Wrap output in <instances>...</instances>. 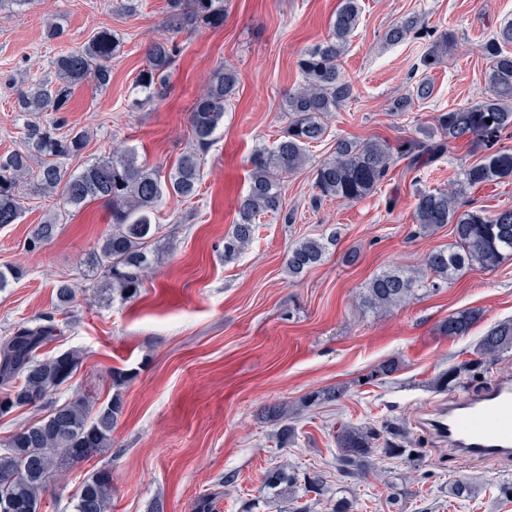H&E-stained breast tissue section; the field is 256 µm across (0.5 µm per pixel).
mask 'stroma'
<instances>
[{"mask_svg": "<svg viewBox=\"0 0 512 512\" xmlns=\"http://www.w3.org/2000/svg\"><path fill=\"white\" fill-rule=\"evenodd\" d=\"M363 12L341 68L354 93L329 114L322 142L309 160L281 180L282 208L261 218L258 233L234 261L224 259V238L246 195L249 157L272 145L287 124L281 104L301 76L299 53L321 40L337 0H228L224 24L171 34L167 0H143L138 14L117 13L116 0H36L0 15V154L20 149L25 119L14 112L15 87L47 75L52 61L81 47L96 31H112L123 42L113 58L105 89L77 87L67 126L86 131L83 153L71 168L110 154L113 145L135 148L140 160L169 170L189 149L188 113L195 96L219 67H230L239 84L224 125L204 157L197 199L167 196L156 218L162 226L161 253L139 296L121 302L101 294L83 263L108 228V206L100 200L69 209L55 238L31 253L24 243L34 224L57 208L56 196L25 191L17 223L0 227V267L23 275L0 292V339L24 323L55 313L60 336L49 353L75 349L84 361L48 402L0 418V440L48 414L52 403L75 393L103 403L113 394V368L133 370L122 389L124 410L112 445L73 463L43 492L40 512H70L69 502L97 470L112 478V512H195L197 498L218 493L216 512H246L267 495L266 471L285 463L322 475L323 496L310 512H330L342 497L354 512H512L499 484L512 481V460L492 463L460 459L423 426L425 415L458 395L482 388L492 378L512 375V351L483 362L445 392L430 383L450 365L471 359L480 338L512 319V257L495 269L461 272L439 289L419 291L390 310L362 309L365 284L380 271L416 268L430 251L450 246L451 228L418 233L412 219L415 188L404 166L360 201L314 204L315 168L339 137L379 136L390 143L421 138L436 113L485 96L487 61L483 43L512 20V0H363ZM422 17L426 35L387 45L385 31L405 16ZM451 29L455 50L439 67L423 70L432 30ZM174 36L180 54L158 97L143 108L128 107L149 44ZM430 99L412 112L392 115V101L420 80ZM480 146H460L431 166L423 188L458 181L462 162H474ZM335 233L336 245L323 262L290 281L285 261L300 238ZM358 259L348 263L349 252ZM70 281L75 297L55 309L58 281ZM475 311L463 336L441 329L449 316ZM398 364L388 380L374 376L384 361ZM343 396L309 410V394L329 387ZM301 408L297 442L282 449L276 428L262 422L264 407ZM405 422L417 460L375 456L367 478L344 479L335 469L337 425ZM476 486L475 498L455 500L449 484Z\"/></svg>", "mask_w": 512, "mask_h": 512, "instance_id": "obj_1", "label": "stroma"}]
</instances>
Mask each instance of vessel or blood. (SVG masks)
Masks as SVG:
<instances>
[{
  "instance_id": "1",
  "label": "vessel or blood",
  "mask_w": 512,
  "mask_h": 512,
  "mask_svg": "<svg viewBox=\"0 0 512 512\" xmlns=\"http://www.w3.org/2000/svg\"><path fill=\"white\" fill-rule=\"evenodd\" d=\"M429 426L458 456L512 458V377L499 376L481 394L449 402Z\"/></svg>"
}]
</instances>
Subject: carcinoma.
Returning <instances> with one entry per match:
<instances>
[{"label":"carcinoma","mask_w":512,"mask_h":512,"mask_svg":"<svg viewBox=\"0 0 512 512\" xmlns=\"http://www.w3.org/2000/svg\"><path fill=\"white\" fill-rule=\"evenodd\" d=\"M227 0H167L172 26L176 29L219 27L224 22ZM361 0H339L326 39L303 50L296 62L302 76L299 87L288 93L284 111L288 124L272 147L256 149L250 156L249 190L239 207V218L224 237V261L238 257L251 244L261 216L281 208L280 180L301 169L308 160V148L327 132V115L349 100L352 85L341 70V58L357 29ZM424 29L418 15L404 18L384 34L388 45L402 42L411 33ZM456 42L453 32L443 30L433 36L421 63L433 69L444 62ZM512 21L499 26L486 42L489 60L485 73L488 94L481 100L439 112L434 117L433 134L423 139H407L393 146L387 140L342 138L331 155L315 169V203L324 199L359 201L372 194L397 162L406 161L414 180L422 179L427 166L442 157L460 140L472 139L484 146L486 154L465 167L460 186L448 189H418L413 219L421 232L452 225L454 244L428 253L420 268L390 269L374 275L360 294V305L370 309H390L407 302L423 287H439L471 266L494 268L512 257V206L488 216L481 211L463 210L459 197L467 188L492 184L512 175V153L497 147L512 136ZM121 42L106 30L96 32L82 47L59 55L52 62L53 75L30 80L18 91L15 110L30 117L24 122V148L0 154V227L14 224L22 214V188L34 185L58 196L62 208L77 207L101 199L110 209L105 235L86 254L84 263L102 279L104 290L125 301L136 298L143 279L151 269L152 257L159 254L161 225L154 215L166 195L185 201L195 199L203 179V156L224 123L227 105L236 92L237 72L217 69L207 87L196 98L188 117L192 148L163 174L138 160L132 150H112L75 173L67 164L80 155L88 139L84 131L61 132L70 111L76 87L91 83L106 88L112 80L110 61L120 53ZM179 53L171 37L155 40L146 64L135 80L130 108L138 110L163 85ZM433 85L420 81L395 99L390 112L403 114L417 101L433 95ZM51 112L55 120L44 123L39 115ZM61 214L34 225L27 241L34 252L57 233ZM336 245V232L318 238H304L288 251V276L297 279L323 261ZM75 288L67 281L55 285L57 309L73 299ZM475 316L462 311L448 317L443 325L447 336H463ZM60 333L53 314L39 322L21 325L0 341V398L11 400L13 409L37 407L68 381L83 361L78 350H64L51 357L43 348ZM512 350V319L491 327L481 337L476 358L448 367L434 381L440 391L456 385L462 376L488 357ZM123 413L120 393L96 405L90 397L76 393L53 405L50 413L20 428L0 441V503L23 501L38 512L41 494L61 478L66 464L86 459L112 442V431ZM288 407L268 409L266 419L278 426L282 447L295 439L288 424ZM336 473L352 478L366 475L372 457L381 453L390 459H412L419 449L408 447V430L402 423L385 422L381 427L340 425L334 434ZM265 487L275 499L288 498L289 512H308L303 497L324 492L323 477H299L283 466L269 469ZM112 483L106 471L92 473L74 495L73 512H111Z\"/></svg>","instance_id":"obj_1"}]
</instances>
